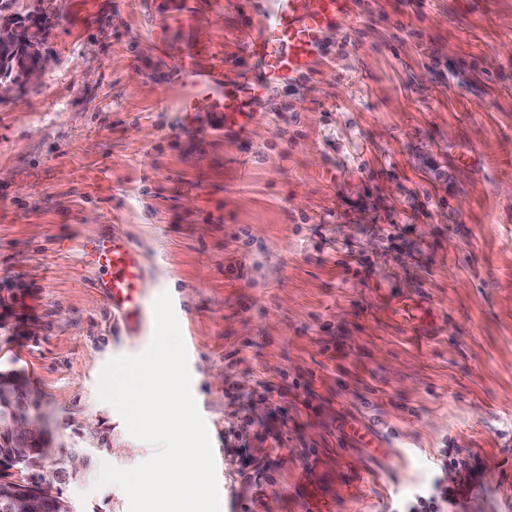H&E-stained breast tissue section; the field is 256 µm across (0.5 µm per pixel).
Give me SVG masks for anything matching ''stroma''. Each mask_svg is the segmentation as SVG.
<instances>
[{
	"instance_id": "1",
	"label": "stroma",
	"mask_w": 512,
	"mask_h": 512,
	"mask_svg": "<svg viewBox=\"0 0 512 512\" xmlns=\"http://www.w3.org/2000/svg\"><path fill=\"white\" fill-rule=\"evenodd\" d=\"M261 2L198 0L214 57L241 58ZM184 8L8 10L45 13L52 65L0 98V371L89 451L62 497L128 512L94 483L152 449L98 382L148 347L166 292L221 512H380L436 479L443 512H512V0H350L242 132L181 122L152 30L187 41ZM98 237L142 255L136 323L101 300Z\"/></svg>"
}]
</instances>
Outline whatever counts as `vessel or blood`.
<instances>
[{
    "instance_id": "vessel-or-blood-1",
    "label": "vessel or blood",
    "mask_w": 512,
    "mask_h": 512,
    "mask_svg": "<svg viewBox=\"0 0 512 512\" xmlns=\"http://www.w3.org/2000/svg\"><path fill=\"white\" fill-rule=\"evenodd\" d=\"M346 11L347 0H272L269 12L243 41L242 64L210 61L211 40L200 27H192L185 47L169 45L164 33H157V44L177 59L166 80L184 90L177 104L184 124L193 123L200 112L223 115L228 130L255 123L271 93L312 69L320 33ZM84 247L103 273L98 288L105 304L135 323L142 312L146 278L139 251L128 242L102 238Z\"/></svg>"
}]
</instances>
